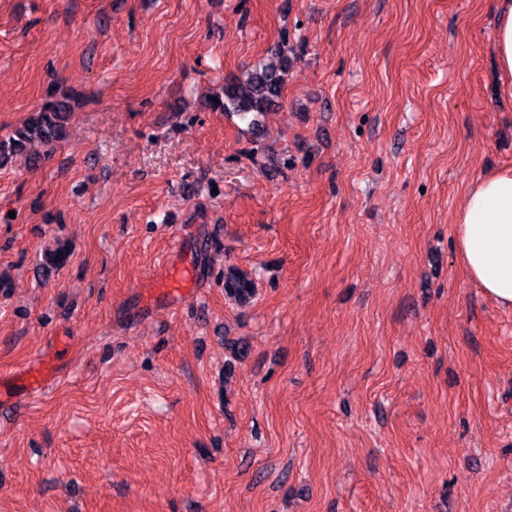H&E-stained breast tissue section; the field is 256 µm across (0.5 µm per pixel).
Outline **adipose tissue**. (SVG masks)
<instances>
[{
    "instance_id": "ef3b65f1",
    "label": "adipose tissue",
    "mask_w": 512,
    "mask_h": 512,
    "mask_svg": "<svg viewBox=\"0 0 512 512\" xmlns=\"http://www.w3.org/2000/svg\"><path fill=\"white\" fill-rule=\"evenodd\" d=\"M495 10L498 66L512 93V0H495ZM455 244L471 280L498 304L512 307V171L482 179L467 191Z\"/></svg>"
}]
</instances>
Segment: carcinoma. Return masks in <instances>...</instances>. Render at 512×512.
Instances as JSON below:
<instances>
[{"label":"carcinoma","instance_id":"carcinoma-1","mask_svg":"<svg viewBox=\"0 0 512 512\" xmlns=\"http://www.w3.org/2000/svg\"><path fill=\"white\" fill-rule=\"evenodd\" d=\"M296 50L288 39H282L272 51L274 61L257 65L243 76L230 75L224 78V95L209 106L220 112L234 113L249 120L251 129L260 130L259 116L282 95L285 77L295 61ZM71 116L69 98L45 101L28 122L16 129L7 138H0V169L9 165L14 156L24 153L38 142L46 147L44 153H34L29 160L37 165L42 155L49 154L54 146L65 139L66 128ZM68 258L63 247L47 249L43 253L42 269H58ZM225 293L245 304L252 296L251 282L233 274H224Z\"/></svg>","mask_w":512,"mask_h":512}]
</instances>
